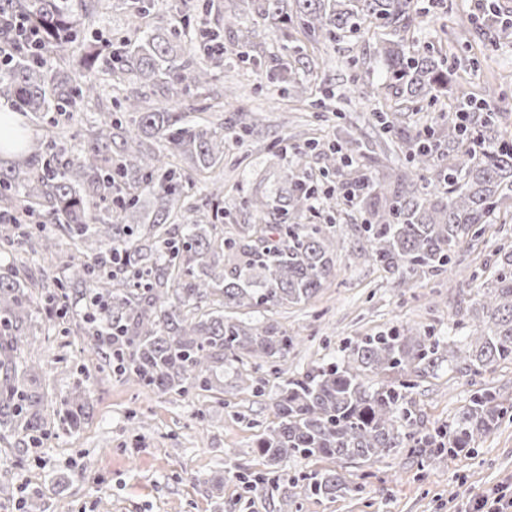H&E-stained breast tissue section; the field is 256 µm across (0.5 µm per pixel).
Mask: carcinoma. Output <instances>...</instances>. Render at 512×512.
Segmentation results:
<instances>
[{"label":"carcinoma","instance_id":"cac0c4a2","mask_svg":"<svg viewBox=\"0 0 512 512\" xmlns=\"http://www.w3.org/2000/svg\"><path fill=\"white\" fill-rule=\"evenodd\" d=\"M114 7L112 0H0V18H28L41 39L38 49L17 51L0 67V104L45 125L36 144L15 129L0 145L12 152L0 158V243L23 251L35 240L58 255V239L45 232L35 239L28 230L37 219L63 226L94 252L91 262L68 255L52 289L14 267L0 276V422L12 423L26 446L42 444L47 422L29 384L32 343L23 327L39 307L63 318L74 313L70 290L83 303L80 329L93 353L145 388L184 396L224 392L226 361L240 363L249 378L285 360L298 337L237 313L307 303L336 278L335 225L301 223L317 194L300 175L306 150L282 168L276 191L244 199L254 223L234 234L217 233L224 213L211 206L223 199L224 184L212 183L200 204L189 201L197 177L224 163L227 143L223 132L191 125L168 106L192 89L202 94L224 66V43L198 18L195 0H181L174 14L155 0H120L138 34L105 53L99 33L87 31ZM417 18L414 0H247L224 14V28L239 29L237 55L254 66L244 47L268 25L280 30L295 21L315 43L377 29L375 54L396 98H451L456 76L448 56L408 45ZM185 30L204 43L196 59L187 57ZM142 88L160 91L167 104H151ZM105 91L116 93L124 116L90 124L73 151L63 119ZM466 112L462 122L404 134L418 180L357 170L369 213L362 226L368 247L358 257L403 286L412 273L435 276L461 265L464 245L480 237L487 218L512 209V139L502 135L508 117L488 101H471ZM358 150L354 139L336 143L325 154L327 171L348 165ZM171 155L189 161V171L171 165ZM182 211L193 220L177 234L167 224ZM494 266L492 280L477 288L469 341L448 350L454 368L474 376L512 362V250ZM108 328L117 336L110 350L99 343ZM440 356L439 341L395 329L348 342L341 362L287 380L274 402L277 423L255 444L266 470L243 477L247 491H262L286 457L369 461L404 447L416 438L417 421L408 408L414 384L400 375L433 367ZM369 373L383 377L381 386L366 385ZM70 402L64 424L76 430L88 397L76 389ZM507 412L494 389H477L450 442L433 452L470 448ZM361 490L332 470L284 486L290 498Z\"/></svg>","mask_w":512,"mask_h":512}]
</instances>
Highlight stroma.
Masks as SVG:
<instances>
[{
    "label": "stroma",
    "instance_id": "obj_1",
    "mask_svg": "<svg viewBox=\"0 0 512 512\" xmlns=\"http://www.w3.org/2000/svg\"><path fill=\"white\" fill-rule=\"evenodd\" d=\"M442 4L411 34L414 47L447 54L461 77L458 97L491 98L512 113V28L483 23L477 0ZM298 30L294 24L287 32ZM284 33L270 30L257 39L253 54L262 69L256 72L238 62L231 51L235 37L223 32L224 71L209 92L220 98L233 84L244 91L223 111L191 115L231 135L250 114H263L262 126L244 142H229L224 155V208L233 224L252 223L242 197L258 187L275 190L288 152L307 140H319L321 148L309 155L307 175L318 176L322 151L336 140L352 138L361 146L358 163L380 177L390 169L407 168L409 156L406 144L385 140L373 116L376 107L394 112L396 123L412 130L440 118L437 104L399 106L391 97L364 101L352 94L355 84L380 93L386 86L371 32L342 38L332 47L304 43L311 68L296 77L312 85L314 97L332 91L338 115L330 118L309 104H297L290 84L278 77L280 67L294 64L283 49ZM349 174L344 168L323 181L316 203L317 223L335 224L341 238L335 279L308 303L257 315L300 336V344L280 371H260L252 383L240 379L236 365H225L223 400L153 393L116 374L101 373V359L87 351L74 323L34 312L24 332L40 342L33 388L52 433L44 446L23 450L10 425H0V512H12L21 497L36 498L47 512H461L469 496L512 485V422L505 420L470 451L453 457L419 453L408 444L375 462L295 456L280 465L285 481L336 471L349 483L364 484L360 494L292 502L279 490L244 491L241 475L265 467L255 443L275 422L274 401L288 378L340 360L347 341L394 327L464 343L475 287L489 278L498 250L512 248V218L494 214L457 272L417 275L402 287L358 259L365 243L359 232L365 221L361 206L328 210V194L340 192ZM415 381L408 407L425 432L452 430L476 385L490 386L512 400L511 362L499 364L476 385L444 362ZM259 385L264 395H256ZM77 387L86 391L89 405L81 427L69 431L59 420L67 396Z\"/></svg>",
    "mask_w": 512,
    "mask_h": 512
}]
</instances>
